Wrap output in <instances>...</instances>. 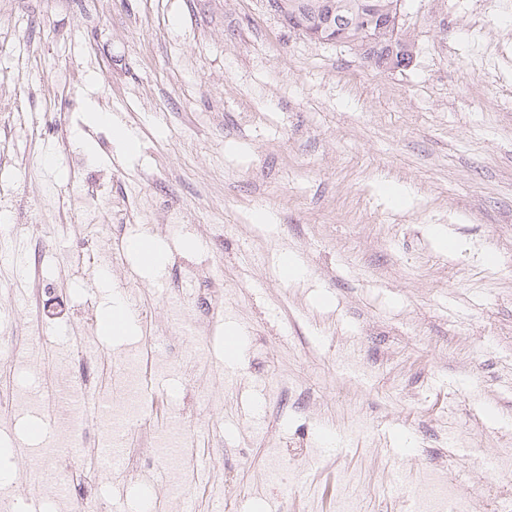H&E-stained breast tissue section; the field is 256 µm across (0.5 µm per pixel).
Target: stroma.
<instances>
[{
	"label": "stroma",
	"mask_w": 512,
	"mask_h": 512,
	"mask_svg": "<svg viewBox=\"0 0 512 512\" xmlns=\"http://www.w3.org/2000/svg\"><path fill=\"white\" fill-rule=\"evenodd\" d=\"M402 24L414 60L383 70L289 30L266 0H0V213L19 226L0 237V330L30 356L42 268L63 311L45 320L41 355L77 377V347L101 354L94 378L109 393L113 362L141 337L184 351L169 296L208 297L201 383L151 414L205 437L191 452L213 458L209 480L186 485L196 512L225 494L229 512H336L343 492L360 512H403L428 500L430 467L454 484L434 512L456 500L496 512L484 461L512 467V0H403ZM95 112L134 149H117ZM387 182L408 197L394 202ZM80 195L111 209L126 247L104 274L83 267L82 237L39 232L82 223ZM145 235L162 265L131 248ZM287 252L303 280L280 274ZM129 282L151 324L118 333L105 321ZM274 379L305 389L307 407L278 416ZM326 428L336 443L323 452ZM270 449L283 465L320 459L283 498L258 482ZM151 453L123 474L89 459L60 475L118 500ZM92 119L98 125H105L112 131V139L117 145L124 148H131L134 146V138L132 134L124 126L114 123L112 115L105 112L92 113Z\"/></svg>",
	"instance_id": "35a3bbf8"
}]
</instances>
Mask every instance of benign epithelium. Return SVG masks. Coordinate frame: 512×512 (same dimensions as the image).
Here are the masks:
<instances>
[{"label": "benign epithelium", "instance_id": "1", "mask_svg": "<svg viewBox=\"0 0 512 512\" xmlns=\"http://www.w3.org/2000/svg\"><path fill=\"white\" fill-rule=\"evenodd\" d=\"M401 6L402 0H392L384 7L381 22L371 15L350 21L349 27L357 29L355 37L347 36V31L342 28L333 30L328 20L325 21L326 30L294 24L291 28L320 43L347 46L372 67H407L413 60L414 51L411 39L403 33Z\"/></svg>", "mask_w": 512, "mask_h": 512}]
</instances>
